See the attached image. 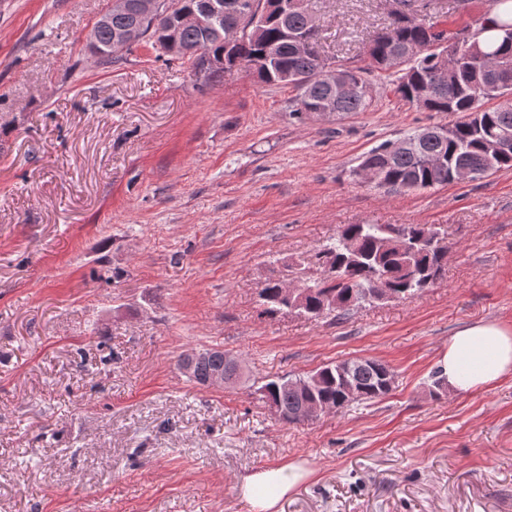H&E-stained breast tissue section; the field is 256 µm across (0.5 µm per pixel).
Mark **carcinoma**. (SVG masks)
Returning a JSON list of instances; mask_svg holds the SVG:
<instances>
[{"label":"carcinoma","instance_id":"cac0c4a2","mask_svg":"<svg viewBox=\"0 0 512 512\" xmlns=\"http://www.w3.org/2000/svg\"><path fill=\"white\" fill-rule=\"evenodd\" d=\"M162 12H198L205 0H159ZM224 12L208 26L168 29L161 20L140 15L135 0L104 13L93 26L88 48L100 60L112 63L114 34L131 27L142 31L152 46L172 60L204 69L208 57L233 56L240 68L258 82L290 85L296 90L293 111L309 117L344 115L367 110L373 93L370 69L396 75L394 92L415 106L424 99L426 110L457 114L448 125V139L423 136L420 128L401 138L404 150L385 141L365 153L358 169L370 170L376 184L392 192H409L455 182L467 170L471 180L512 170V0H489L488 8L467 13L451 29L427 23L416 15L397 13L385 31L370 43V68L323 57L315 49L319 30L307 7L282 13L278 0H256L261 15L244 19L232 4L220 0ZM240 26L248 34L232 45L228 30ZM309 42L298 50L297 39ZM330 68L355 84L350 95L339 93L336 83L322 75ZM499 141L495 152L488 142ZM448 230L441 224H347L337 237L313 253L285 261L287 280H270L259 298L270 315L283 312L310 321L328 315L345 318L350 311L381 301L410 299L447 276ZM308 289L302 298L289 297L285 282ZM233 358L216 348L198 361L194 374L205 378L226 372ZM395 374L389 365L373 359L324 364L307 375L268 379L259 388L261 400L276 406L279 419L296 423L294 413L307 402L339 411L388 395Z\"/></svg>","mask_w":512,"mask_h":512}]
</instances>
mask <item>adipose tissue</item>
<instances>
[{
  "mask_svg": "<svg viewBox=\"0 0 512 512\" xmlns=\"http://www.w3.org/2000/svg\"><path fill=\"white\" fill-rule=\"evenodd\" d=\"M439 367L449 387L461 394L494 384L512 373V328L481 321L458 329ZM306 475L299 465L265 469L246 479L243 496L256 512H269Z\"/></svg>",
  "mask_w": 512,
  "mask_h": 512,
  "instance_id": "adipose-tissue-1",
  "label": "adipose tissue"
}]
</instances>
